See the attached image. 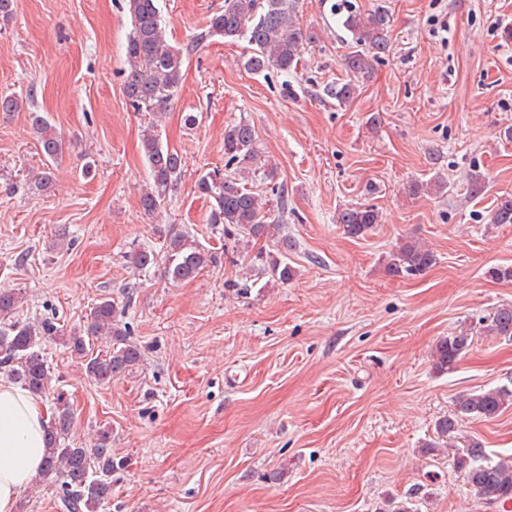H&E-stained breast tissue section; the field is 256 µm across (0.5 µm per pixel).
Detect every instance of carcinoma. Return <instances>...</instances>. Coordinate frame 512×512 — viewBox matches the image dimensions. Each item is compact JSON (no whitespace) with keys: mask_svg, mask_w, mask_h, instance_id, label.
Segmentation results:
<instances>
[{"mask_svg":"<svg viewBox=\"0 0 512 512\" xmlns=\"http://www.w3.org/2000/svg\"><path fill=\"white\" fill-rule=\"evenodd\" d=\"M132 34L125 47L127 64L124 92L137 112L154 116L165 114L182 80L183 55L170 46L160 19L158 0H128ZM293 0H226L224 11L209 22V33L231 41L243 40L249 54L244 66L252 74L270 69L282 73L293 70L300 58L301 47L316 39L313 32L304 33L293 20ZM341 26L352 35L350 51L344 67L351 79L326 88V95L339 105L353 101L359 82L370 77V58L386 54L390 48V15L380 6L364 14L346 5H335ZM30 126L37 135L47 161H55L62 139L40 112L29 113ZM141 147L149 170V181L141 190L139 202L147 213H154L174 195L181 182L183 156L163 143L158 124L153 122L142 133ZM257 156L254 128L240 121L224 128L225 168L201 176L198 189L215 201L208 221L234 228L247 238H268L281 249L292 247L291 240L281 234V224L274 210L245 187L239 165ZM336 223L353 238L372 232L379 223V213L366 204L350 205L338 211ZM493 224H512V196L497 201L491 217ZM215 260L186 231H175L158 254L151 249H138L130 254V263L138 270L164 265L165 275L173 281L192 280ZM436 263L434 252L410 237L394 250L386 263L393 277L418 276ZM271 276L286 282L294 276L288 264L273 258L269 261ZM21 298L12 290L0 289V367L9 379L20 383L30 393L40 396L49 383V366L40 351L48 337L63 336L72 356L82 361L88 377L99 384H109L131 369L140 359L137 346L128 342L129 333L120 326L121 311L114 300L103 298L84 316L83 327L67 334L55 319L37 322L14 319ZM484 329L492 336L512 339V304L498 306L486 318ZM106 337L112 347L101 354L91 343ZM474 343L470 329H462L438 340L434 351L435 367L446 373L469 352ZM512 397L506 388L484 390L460 397L454 412L435 423L437 440L425 444L426 451L439 447V442L457 441L458 424L464 419L483 420L495 417ZM73 419V405L65 394L58 393L55 416L46 434L43 466L33 485L51 484L64 512H97L112 497V473L125 465V460L112 453V432L104 429L95 444L84 448L68 443ZM453 465L463 482L487 507L505 508L512 502V457L493 459L476 437L464 440L453 453Z\"/></svg>","mask_w":512,"mask_h":512,"instance_id":"carcinoma-1","label":"carcinoma"}]
</instances>
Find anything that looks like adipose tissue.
<instances>
[{"label":"adipose tissue","instance_id":"obj_1","mask_svg":"<svg viewBox=\"0 0 512 512\" xmlns=\"http://www.w3.org/2000/svg\"><path fill=\"white\" fill-rule=\"evenodd\" d=\"M50 422L35 396L0 378V512H16L20 494L38 473Z\"/></svg>","mask_w":512,"mask_h":512}]
</instances>
